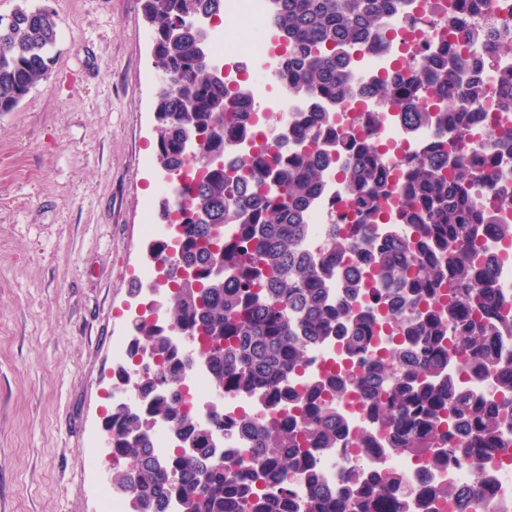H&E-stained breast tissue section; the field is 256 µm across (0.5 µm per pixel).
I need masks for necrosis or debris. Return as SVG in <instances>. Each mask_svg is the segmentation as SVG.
<instances>
[{
    "instance_id": "obj_1",
    "label": "necrosis or debris",
    "mask_w": 512,
    "mask_h": 512,
    "mask_svg": "<svg viewBox=\"0 0 512 512\" xmlns=\"http://www.w3.org/2000/svg\"><path fill=\"white\" fill-rule=\"evenodd\" d=\"M223 19L211 36L213 63L227 75L247 82L254 105L275 114L281 131H291L306 113H331L333 130L339 134L355 132L359 141L374 146L384 157L393 179H400L408 159L421 155L431 145L435 130L403 121L397 109L383 107L366 94V87L396 71L409 73L411 66L443 46L465 47L468 31H481L483 38L477 43L474 63L449 76L448 97L457 99L477 73L484 78L485 96L476 104V118L458 150L470 156L485 154L502 134L512 131V110L500 108L494 82L498 70L512 66V56L499 50L503 41H512V0H471L468 7L453 15L448 12V0H407L400 14H386L380 31L354 50L359 90L336 102L269 96V89L277 81L278 52L271 34L268 0H224ZM484 175L485 181L476 191L478 204L489 206L495 199L512 196L511 155L499 153L497 164L486 167ZM325 184L324 194L308 216L310 233L304 248L310 253L316 252L329 224L345 223L349 212L344 183L330 175ZM481 249L492 267L501 304L512 311V245L491 230L484 235ZM336 410L345 422L346 435L320 463L326 485H340L351 460L367 470L383 465L420 489L437 482L470 488L481 477L492 486L493 493L476 496L469 505L470 512H512V443L504 446L498 464L480 466L462 460L448 469L436 470L428 462L385 448L380 439L360 445L359 437L366 425L360 395L341 400Z\"/></svg>"
}]
</instances>
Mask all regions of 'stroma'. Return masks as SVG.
Here are the masks:
<instances>
[{
    "mask_svg": "<svg viewBox=\"0 0 512 512\" xmlns=\"http://www.w3.org/2000/svg\"><path fill=\"white\" fill-rule=\"evenodd\" d=\"M53 10L47 78L0 112V512H100L112 464L105 393L123 357L157 206L142 0H30Z\"/></svg>",
    "mask_w": 512,
    "mask_h": 512,
    "instance_id": "1",
    "label": "stroma"
}]
</instances>
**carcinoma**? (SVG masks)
<instances>
[{
    "instance_id": "cac0c4a2",
    "label": "carcinoma",
    "mask_w": 512,
    "mask_h": 512,
    "mask_svg": "<svg viewBox=\"0 0 512 512\" xmlns=\"http://www.w3.org/2000/svg\"><path fill=\"white\" fill-rule=\"evenodd\" d=\"M224 0H143L151 19L154 49L164 78L154 101L162 133L157 163L172 178L184 176L175 197L159 201L160 223L183 215L176 242L151 247L153 258L176 262L163 290V324L142 319L131 325L130 357L146 351L157 361L153 379L138 389L150 401L148 413L166 420L182 441L165 455L155 453L147 418L114 407L105 417L112 431V480L129 483V512H164L175 500L178 512H380L388 499L413 490L382 467L364 475L348 470L332 493L319 480L318 460L339 440L336 400L352 389L368 395L371 431L386 444L414 457L431 456L435 467L464 454L495 461L508 434L512 394V318L500 313L498 289L488 266H479L476 239L490 226V214L473 201L480 183L473 163L448 148V139L468 134L473 113L463 102L423 94L429 70L448 74L465 66L458 51L418 65L409 76L379 82L374 94L385 105L400 104L410 121L437 128L432 150L417 157L391 188L376 150L349 139L357 155L341 171L354 223L331 225L317 252L302 253L309 233L308 211L336 168V138L324 136L325 112H310L300 123L297 148L276 152L266 138L260 152L230 171L212 157L224 153L215 132H242L253 121L245 85L231 87L210 60V44L191 22L217 15ZM402 0H270L271 23L284 47L276 75L288 93L334 100L354 93L347 49L379 28L384 12ZM58 39L53 11L22 0L0 16V112H11L46 78ZM500 103L512 108V68L497 73ZM199 142L184 167L186 141ZM399 193L395 223L410 230L378 241L372 225L385 216L384 203ZM348 254L369 271L335 297L328 280ZM188 333L198 356L224 387V397L259 399L264 420L241 415L228 431L249 445L248 460L213 456L208 427L179 396L155 391L180 382L184 364L168 329ZM339 341L362 357L364 371L348 366L328 372L298 390L294 380L308 364L310 346ZM465 357V370L495 374L500 397L465 391L448 371L450 354ZM194 448L192 457L180 449ZM310 493L294 499L292 481ZM431 505L454 499L466 510L463 492L447 483L422 492Z\"/></svg>"
}]
</instances>
